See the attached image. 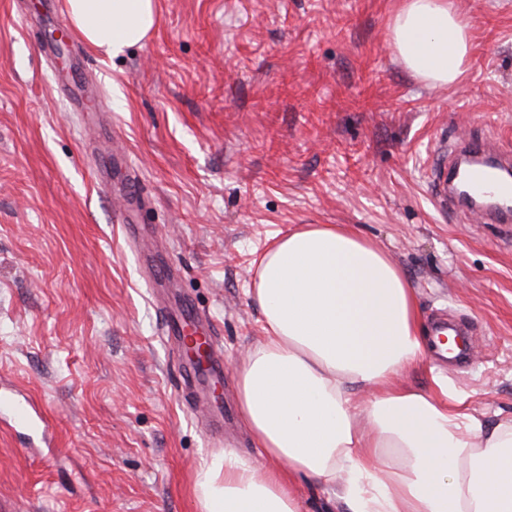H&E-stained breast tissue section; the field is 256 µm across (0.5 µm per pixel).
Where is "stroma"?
<instances>
[{"label":"stroma","instance_id":"obj_1","mask_svg":"<svg viewBox=\"0 0 512 512\" xmlns=\"http://www.w3.org/2000/svg\"><path fill=\"white\" fill-rule=\"evenodd\" d=\"M466 70L433 86L393 49L399 0H157L159 25L114 59L62 34V0H0V385L51 431L0 430V512H196L215 454L179 388L161 310L126 243L137 179L183 295L224 350V397L264 336L249 294L261 255L301 224H351L471 355L424 358L486 422L512 414V224L441 213L443 143L512 151V0H452Z\"/></svg>","mask_w":512,"mask_h":512}]
</instances>
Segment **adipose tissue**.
<instances>
[{
  "instance_id": "obj_1",
  "label": "adipose tissue",
  "mask_w": 512,
  "mask_h": 512,
  "mask_svg": "<svg viewBox=\"0 0 512 512\" xmlns=\"http://www.w3.org/2000/svg\"><path fill=\"white\" fill-rule=\"evenodd\" d=\"M75 34L115 58L158 23L156 0H64ZM395 49L422 79L464 72L470 25L450 0H402ZM265 338L238 367L253 451L203 459L197 512H300L296 478L344 512H512V416L488 423L399 383L423 354L407 277L351 226L304 224L260 258Z\"/></svg>"
}]
</instances>
